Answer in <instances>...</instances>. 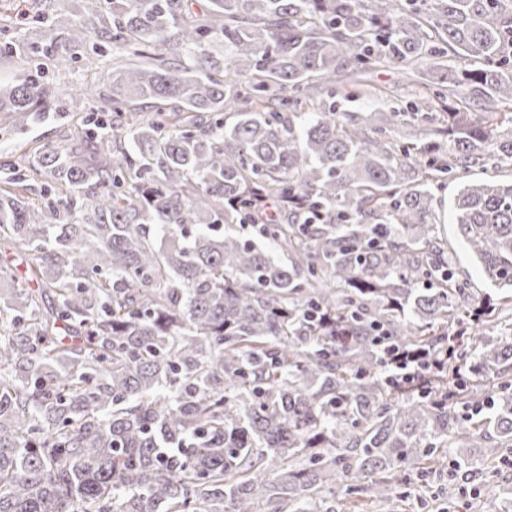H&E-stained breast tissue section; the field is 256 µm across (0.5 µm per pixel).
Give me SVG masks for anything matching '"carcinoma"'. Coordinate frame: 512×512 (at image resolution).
Here are the masks:
<instances>
[{
	"instance_id": "cac0c4a2",
	"label": "carcinoma",
	"mask_w": 512,
	"mask_h": 512,
	"mask_svg": "<svg viewBox=\"0 0 512 512\" xmlns=\"http://www.w3.org/2000/svg\"><path fill=\"white\" fill-rule=\"evenodd\" d=\"M0 113L119 59L75 142L0 179V512H383L411 466L512 448V0H40ZM391 64L426 111L346 112ZM490 288L470 376L406 382L471 314L433 190ZM45 182L41 199L33 181ZM283 207L264 224L252 202ZM287 251L281 259L274 248ZM112 55L100 57V60L94 59V62L89 58L79 57L71 64V68L64 74L56 77V82L61 87L79 86L80 84L95 79L98 72L110 70L112 67ZM454 357V350L452 345H448V352L443 357H429V354L424 356H415L410 352L393 348L388 352L387 359L389 365L394 369L405 371L413 367V372L404 373V378L417 374V373H431L433 371H442L448 366V361Z\"/></svg>"
}]
</instances>
